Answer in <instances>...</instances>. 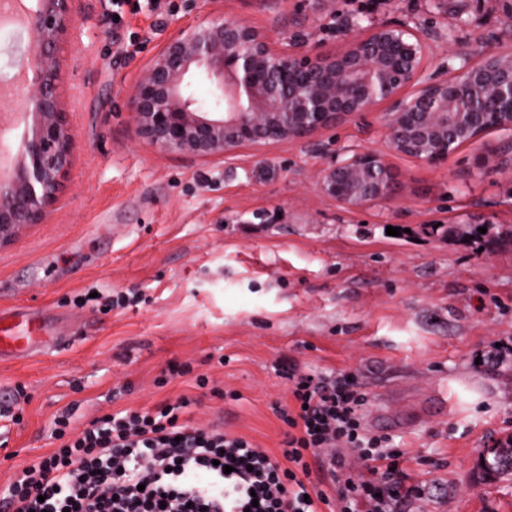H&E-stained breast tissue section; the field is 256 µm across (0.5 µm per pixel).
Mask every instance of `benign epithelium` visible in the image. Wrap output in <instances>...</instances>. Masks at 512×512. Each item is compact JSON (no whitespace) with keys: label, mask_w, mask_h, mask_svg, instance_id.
<instances>
[{"label":"benign epithelium","mask_w":512,"mask_h":512,"mask_svg":"<svg viewBox=\"0 0 512 512\" xmlns=\"http://www.w3.org/2000/svg\"><path fill=\"white\" fill-rule=\"evenodd\" d=\"M73 0H40L27 27L20 66L33 79L24 95L31 123L0 170V244L42 223L71 166L75 136L59 96L61 53L76 29ZM433 38L406 22L382 23L338 54L276 46L257 28L213 16L172 36L151 59L127 101L130 119L150 147L183 155L224 157L305 142L350 116L376 111L392 148L441 165L463 146L482 143L480 169L511 162L484 141L512 133V49L462 58L440 77L426 74ZM199 84L211 97L194 95ZM397 176L373 150L335 158L318 189L347 207L391 196Z\"/></svg>","instance_id":"7a95c632"}]
</instances>
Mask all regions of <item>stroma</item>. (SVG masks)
I'll return each instance as SVG.
<instances>
[{
	"mask_svg": "<svg viewBox=\"0 0 512 512\" xmlns=\"http://www.w3.org/2000/svg\"><path fill=\"white\" fill-rule=\"evenodd\" d=\"M172 14L74 0V47L59 92L76 147L40 224L0 246V310L46 316L56 343L0 357V401L24 387L21 423L0 420V489L57 442L53 416L80 428L114 408L181 395L201 425L278 452L288 430L281 360L311 374L351 369L369 397L364 425L405 453L425 484L411 512H512V476L483 480V448L512 434V169H478L479 145L445 165L396 153L378 114L229 158L150 149L128 96L164 42L214 15L312 53L346 49L373 26L410 21L438 37L427 65L512 45V0H175ZM138 50L127 51L130 38ZM355 150L398 175L384 200L347 208L322 195V169ZM400 228L397 236L387 227ZM142 303L79 304L88 290ZM187 364L185 375L168 365ZM210 379L196 388V375ZM234 391L225 403L211 388Z\"/></svg>",
	"mask_w": 512,
	"mask_h": 512,
	"instance_id": "35a3bbf8",
	"label": "stroma"
}]
</instances>
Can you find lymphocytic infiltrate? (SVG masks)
<instances>
[{
  "label": "lymphocytic infiltrate",
  "mask_w": 512,
  "mask_h": 512,
  "mask_svg": "<svg viewBox=\"0 0 512 512\" xmlns=\"http://www.w3.org/2000/svg\"><path fill=\"white\" fill-rule=\"evenodd\" d=\"M290 383L279 457L242 436L187 418L181 396L71 425L55 416L59 448L39 456L0 494V512H406L425 487L410 480L391 437L364 425L368 395L348 372Z\"/></svg>",
  "instance_id": "1"
}]
</instances>
